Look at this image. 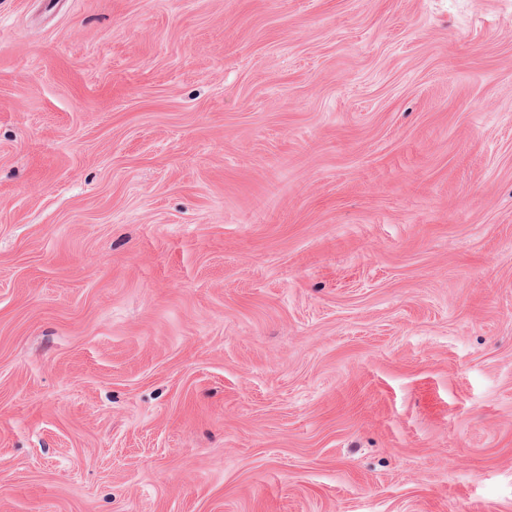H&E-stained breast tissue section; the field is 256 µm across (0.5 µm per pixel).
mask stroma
<instances>
[{"label":"stroma","mask_w":512,"mask_h":512,"mask_svg":"<svg viewBox=\"0 0 512 512\" xmlns=\"http://www.w3.org/2000/svg\"><path fill=\"white\" fill-rule=\"evenodd\" d=\"M0 512H512V0H0Z\"/></svg>","instance_id":"stroma-1"}]
</instances>
